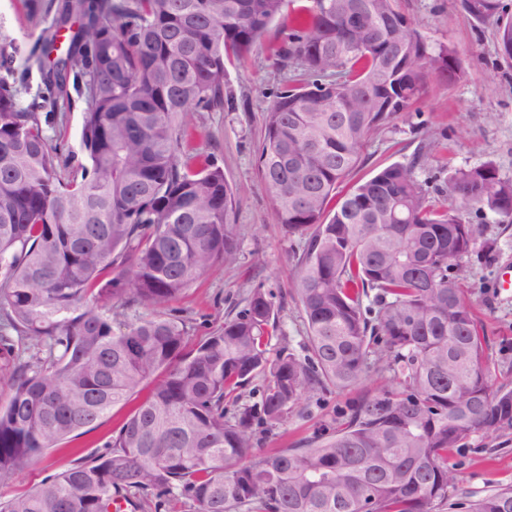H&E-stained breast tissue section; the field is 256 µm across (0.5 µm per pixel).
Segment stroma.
Instances as JSON below:
<instances>
[{
	"mask_svg": "<svg viewBox=\"0 0 512 512\" xmlns=\"http://www.w3.org/2000/svg\"><path fill=\"white\" fill-rule=\"evenodd\" d=\"M398 7L428 44L456 49L464 76L452 85L426 76L410 108L396 113L369 138L350 183L367 179L387 165L410 163L422 143L434 151L416 167L415 176L433 201H447L448 178L461 169L490 162L503 177L512 179V60L499 51L495 25L472 19L460 0H398ZM53 23V13H32L29 0H0V76L16 89L22 105L46 95L38 65L52 63L69 45L66 29L58 33L54 45L44 43L41 34ZM288 25L287 16L278 17L246 58L227 62L223 108L192 113L178 140L179 153L208 158L237 190L232 215L237 226L235 261L215 264L172 304L186 324L192 345L242 310L258 287L271 291L281 306L271 350L285 346L296 351L305 340L303 313L293 298L300 239L278 223L274 200L262 186L258 167L265 113L277 91L304 77L299 60L275 54L288 44ZM82 88L81 79L69 78L58 95L63 117L49 131L53 143L76 156L82 153L80 133L86 108ZM464 218L482 225L488 243L487 249L460 261L464 297L485 338L486 355L498 383L512 387V289L501 286L502 267L512 264V222L473 209ZM392 380L391 372L373 369L350 389L306 395L302 412L286 423L256 427L258 453L296 448L313 437L329 435L349 405L379 392ZM130 411L127 405L115 407L91 430L52 449L25 472L0 481V498L23 493L77 459L102 452ZM452 461L456 481L448 492L449 502L511 486L512 434L490 436L483 447L455 453Z\"/></svg>",
	"mask_w": 512,
	"mask_h": 512,
	"instance_id": "stroma-1",
	"label": "stroma"
}]
</instances>
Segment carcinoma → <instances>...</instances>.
<instances>
[{
	"instance_id": "1",
	"label": "carcinoma",
	"mask_w": 512,
	"mask_h": 512,
	"mask_svg": "<svg viewBox=\"0 0 512 512\" xmlns=\"http://www.w3.org/2000/svg\"><path fill=\"white\" fill-rule=\"evenodd\" d=\"M287 2L68 0L60 24L77 28L45 80L85 78L87 161L75 167L46 135L57 102L42 116L0 77V352L13 360L0 480L156 382L103 452L0 499V512H112L117 500L135 512L176 491L195 512H442L452 451L512 433V388L493 387L457 264L481 245L463 212L511 219L512 179L490 162L458 170L450 203L437 206L414 175L425 146L336 197L425 73L450 84L464 75L456 50L426 43L396 0L299 8L285 54L307 79L280 90L264 117L263 187L278 223L303 240L304 355L270 352L279 308L261 288L192 348L165 312L236 256L235 190L220 168L179 158V124L192 108L224 107L225 59L250 53ZM361 4L371 12L361 31L336 27ZM461 5L495 23L512 59L501 0ZM131 302L153 315L114 324ZM371 367L394 383L350 405L331 434L250 457L253 425L280 424L305 393L353 387ZM260 374V401L226 416L225 397ZM459 506L512 512V488Z\"/></svg>"
}]
</instances>
